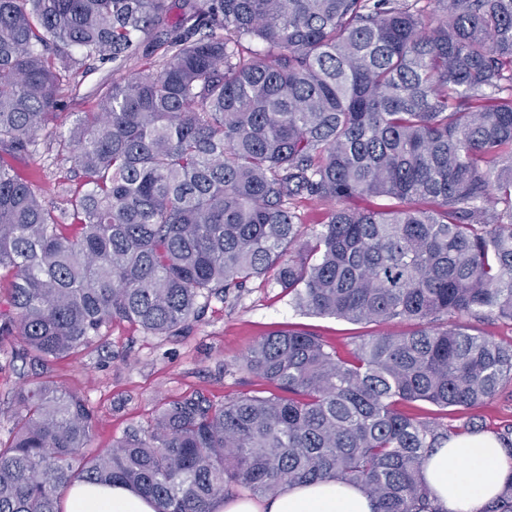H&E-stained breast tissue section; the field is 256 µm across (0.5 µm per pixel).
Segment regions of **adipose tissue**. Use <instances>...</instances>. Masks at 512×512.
<instances>
[{
    "label": "adipose tissue",
    "instance_id": "1",
    "mask_svg": "<svg viewBox=\"0 0 512 512\" xmlns=\"http://www.w3.org/2000/svg\"><path fill=\"white\" fill-rule=\"evenodd\" d=\"M512 466L489 433L451 437L424 463V478L439 512H482L494 499ZM214 512H376L361 487L336 480L300 484L262 499L227 498ZM64 512H154L148 499L122 484L109 488L75 485Z\"/></svg>",
    "mask_w": 512,
    "mask_h": 512
}]
</instances>
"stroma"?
I'll list each match as a JSON object with an SVG mask.
<instances>
[{
  "label": "stroma",
  "mask_w": 512,
  "mask_h": 512,
  "mask_svg": "<svg viewBox=\"0 0 512 512\" xmlns=\"http://www.w3.org/2000/svg\"><path fill=\"white\" fill-rule=\"evenodd\" d=\"M140 67V60L134 59L116 74L111 65L87 61L75 75L77 89L66 87L60 93L63 120L95 110L105 87L115 78L131 77ZM4 161L21 177L40 182L46 204L59 212L70 210V191L79 177L73 158L61 152L54 128L41 132L31 152L8 155ZM287 323L307 327L344 351L352 348L354 337L407 329L400 322L354 324L306 317L273 291L256 288L237 301L218 305L204 320L188 323L173 336H148L128 323L113 324L106 348L59 361L52 375L94 407L96 420L87 449L93 455L130 430H147L161 398L202 392L218 404L248 390L251 377L239 367V359L260 336ZM18 347L14 339L0 342V441L8 438L10 429L5 395L31 371L15 359Z\"/></svg>",
  "instance_id": "obj_1"
}]
</instances>
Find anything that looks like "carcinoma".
<instances>
[{
	"label": "carcinoma",
	"instance_id": "1",
	"mask_svg": "<svg viewBox=\"0 0 512 512\" xmlns=\"http://www.w3.org/2000/svg\"><path fill=\"white\" fill-rule=\"evenodd\" d=\"M0 0V149L25 152L82 60L118 71L169 28L164 58L112 82L58 136L80 183L61 223L0 164V340L41 366L11 395L0 512H64L77 482L154 512L240 490L356 482L377 512H439L428 453L476 431L448 413L512 379V0ZM263 46L258 54L244 42ZM367 197L373 208L342 203ZM331 203L305 228L299 203ZM247 288L303 315L406 321L348 355L300 327L244 357L251 389L162 400L87 458L94 409L51 365L112 324L171 336ZM428 403L431 412L413 404ZM482 512H512V473ZM453 320L462 328L469 330L471 333H479L489 335L496 339L509 340L512 337V329L509 323L502 321L485 319L477 321L468 316H459Z\"/></svg>",
	"mask_w": 512,
	"mask_h": 512
}]
</instances>
